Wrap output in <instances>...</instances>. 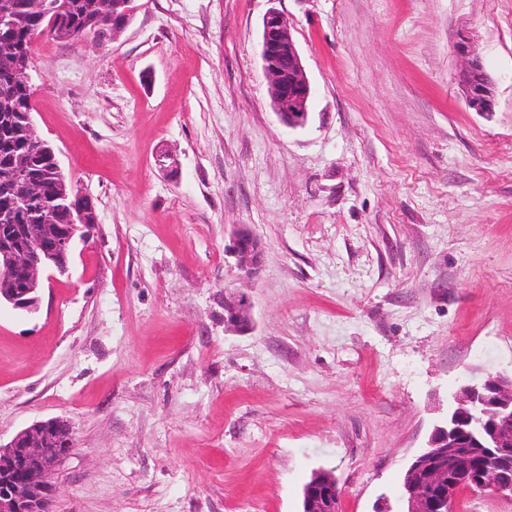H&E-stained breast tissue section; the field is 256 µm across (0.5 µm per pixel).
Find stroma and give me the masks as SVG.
<instances>
[{"label":"stroma","mask_w":512,"mask_h":512,"mask_svg":"<svg viewBox=\"0 0 512 512\" xmlns=\"http://www.w3.org/2000/svg\"><path fill=\"white\" fill-rule=\"evenodd\" d=\"M272 8L312 89L292 130ZM462 34L493 112L459 94ZM29 74L97 212L36 314L0 308V442L73 427L55 512H301L321 468L371 512L458 383L512 369V0H138L107 45L38 38ZM241 224L253 277L224 255ZM261 59L279 122L287 130L304 125L311 87L288 19L277 9L263 18ZM251 306L250 297L244 293L224 302V325L239 332L248 330Z\"/></svg>","instance_id":"obj_1"}]
</instances>
